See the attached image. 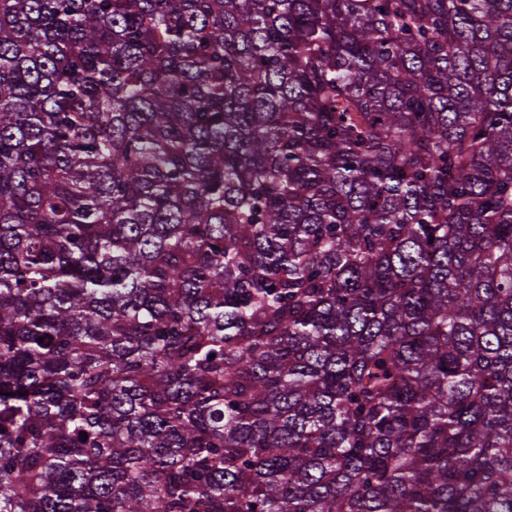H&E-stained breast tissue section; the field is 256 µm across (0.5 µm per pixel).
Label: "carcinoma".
Here are the masks:
<instances>
[{
  "instance_id": "1",
  "label": "carcinoma",
  "mask_w": 512,
  "mask_h": 512,
  "mask_svg": "<svg viewBox=\"0 0 512 512\" xmlns=\"http://www.w3.org/2000/svg\"><path fill=\"white\" fill-rule=\"evenodd\" d=\"M0 512H512V0H0Z\"/></svg>"
}]
</instances>
